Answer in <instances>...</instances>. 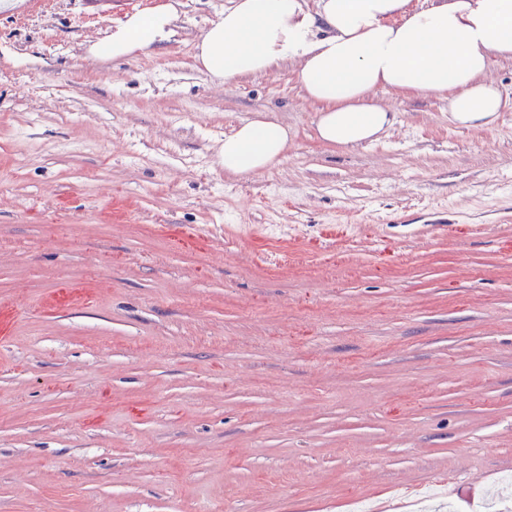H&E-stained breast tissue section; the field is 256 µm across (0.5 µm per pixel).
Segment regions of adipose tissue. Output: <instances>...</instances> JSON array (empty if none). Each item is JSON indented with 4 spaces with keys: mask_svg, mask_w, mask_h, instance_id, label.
<instances>
[{
    "mask_svg": "<svg viewBox=\"0 0 512 512\" xmlns=\"http://www.w3.org/2000/svg\"><path fill=\"white\" fill-rule=\"evenodd\" d=\"M173 6L134 14L94 45L98 56L122 57L166 39ZM512 59V0H227L224 14L202 33L194 59L218 81L297 67L304 94L321 103L319 137L352 145L391 127L394 114L377 89L448 101L463 126L492 124L512 111V96L487 77L492 64ZM285 127L255 120L226 137L218 163L249 174L278 162Z\"/></svg>",
    "mask_w": 512,
    "mask_h": 512,
    "instance_id": "ef3b65f1",
    "label": "adipose tissue"
}]
</instances>
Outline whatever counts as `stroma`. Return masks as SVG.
<instances>
[{
  "label": "stroma",
  "mask_w": 512,
  "mask_h": 512,
  "mask_svg": "<svg viewBox=\"0 0 512 512\" xmlns=\"http://www.w3.org/2000/svg\"><path fill=\"white\" fill-rule=\"evenodd\" d=\"M224 2L0 11V512H502L512 112L383 91L390 129L324 142L291 65L197 68ZM257 119L282 159L224 171ZM176 17L172 5H162L148 14H134L121 22L107 41L91 48L98 56L122 57L136 50L145 51L171 33ZM288 144V130L274 122L254 120L224 138L218 163L224 171L249 174L278 162Z\"/></svg>",
  "instance_id": "stroma-1"
}]
</instances>
